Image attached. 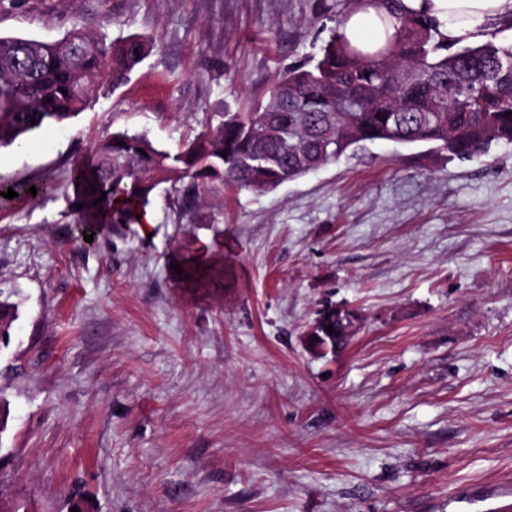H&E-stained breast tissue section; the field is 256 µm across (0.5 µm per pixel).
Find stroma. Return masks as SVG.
Listing matches in <instances>:
<instances>
[{
    "label": "stroma",
    "instance_id": "stroma-1",
    "mask_svg": "<svg viewBox=\"0 0 512 512\" xmlns=\"http://www.w3.org/2000/svg\"><path fill=\"white\" fill-rule=\"evenodd\" d=\"M340 0H0V35L73 25L154 44L78 122L0 172L53 194L0 206L6 512H512V144L469 160L378 142L257 193L184 211L158 186L149 235L77 238L73 161L106 132L177 151L317 55ZM225 288L177 274L200 248ZM361 318L337 351L325 304ZM335 307L336 316L347 320L345 336H319L317 333L318 324L314 323L309 333L308 341L309 347L316 352H324L329 348L337 349L340 340H348L358 329L360 319L358 315L353 313V310L342 306ZM314 338H317V341H314Z\"/></svg>",
    "mask_w": 512,
    "mask_h": 512
}]
</instances>
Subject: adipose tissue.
<instances>
[{
    "mask_svg": "<svg viewBox=\"0 0 512 512\" xmlns=\"http://www.w3.org/2000/svg\"><path fill=\"white\" fill-rule=\"evenodd\" d=\"M405 7L433 18L449 41H469L478 22L512 11V0H403ZM346 33L352 44L369 50L384 42L387 32L380 12L370 8L349 15Z\"/></svg>",
    "mask_w": 512,
    "mask_h": 512,
    "instance_id": "1",
    "label": "adipose tissue"
}]
</instances>
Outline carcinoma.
Instances as JSON below:
<instances>
[{
  "mask_svg": "<svg viewBox=\"0 0 512 512\" xmlns=\"http://www.w3.org/2000/svg\"><path fill=\"white\" fill-rule=\"evenodd\" d=\"M381 3L395 34L378 50L354 46L340 13L315 62L283 71L254 111L222 114L175 152L145 131L100 139L93 162L69 170L83 204L78 224L88 234L103 231L100 209L116 201L110 223L136 224L154 189L169 183L177 192L186 177L182 196L194 203L215 181L268 192L376 142L427 144L459 160L512 143V44L453 50L433 19L402 10L401 0ZM152 48L136 34L107 47L78 25L55 42L0 36V148L79 118L104 80L123 84ZM10 296L0 288L1 335L15 318Z\"/></svg>",
  "mask_w": 512,
  "mask_h": 512,
  "instance_id": "obj_1",
  "label": "carcinoma"
}]
</instances>
